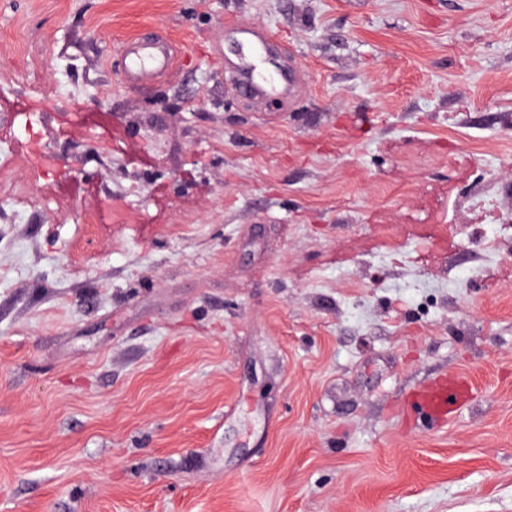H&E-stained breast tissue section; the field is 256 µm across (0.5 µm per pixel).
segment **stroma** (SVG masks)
<instances>
[{
	"instance_id": "obj_1",
	"label": "stroma",
	"mask_w": 512,
	"mask_h": 512,
	"mask_svg": "<svg viewBox=\"0 0 512 512\" xmlns=\"http://www.w3.org/2000/svg\"><path fill=\"white\" fill-rule=\"evenodd\" d=\"M11 132L0 512H512V0H0ZM236 34L240 36L241 42H239L243 47H247L252 53V59H247L243 62L242 66L239 69L240 79L246 83H250V79L252 78L253 82L259 85L260 87L256 88V91H263L266 87L270 89H276V83L274 77L269 79L264 78L262 83L257 81V75H259V63L260 55L257 46L253 45L250 40L253 37H256V32L253 28H243L239 27L236 31ZM126 76L131 84L157 80L172 68L168 43L162 38H131L124 47ZM463 382L455 378H443L413 397V405L433 421L443 422L457 410L466 396Z\"/></svg>"
}]
</instances>
